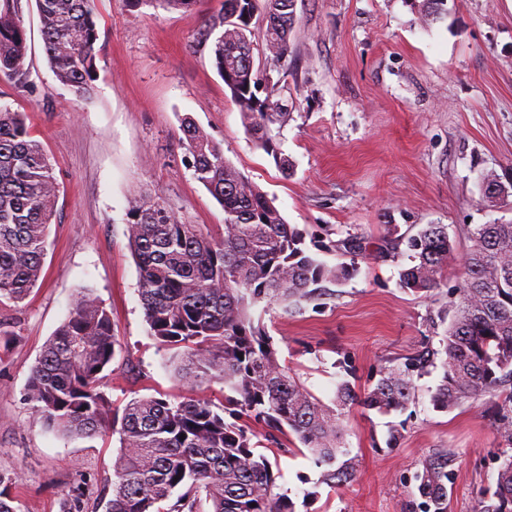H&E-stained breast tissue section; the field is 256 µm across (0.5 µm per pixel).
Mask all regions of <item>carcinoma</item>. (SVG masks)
<instances>
[{
	"mask_svg": "<svg viewBox=\"0 0 512 512\" xmlns=\"http://www.w3.org/2000/svg\"><path fill=\"white\" fill-rule=\"evenodd\" d=\"M446 2L422 0L424 21L441 19ZM36 4L56 78L77 100L89 99L97 76L95 0ZM257 13L266 19L259 59L250 29ZM295 20L296 0H223V31L213 43L215 67L247 130L284 174L293 163L273 126L283 128L290 112L272 73L290 53ZM26 53L21 0H0L1 80H21ZM181 127L195 179L224 208L223 235L183 222L145 190L133 196L126 235L149 336L175 350L182 382L200 387L218 379L234 395L221 407L204 397L134 398L116 418L100 383L120 344L110 314L83 288L33 366L26 400L67 436L119 434L106 512H199L201 495L209 512H296L289 497L273 493L272 464L256 452L251 424L274 444L285 432L294 434L323 469L325 483L344 485L354 464H336L337 455H347L342 410L358 402L380 413L402 411L415 395L413 375L386 369L360 396L342 382L330 407L281 365L255 308L298 309L315 299L319 284L345 280L355 267H329L307 253L305 233L224 158L221 145L190 117ZM57 198L53 164L32 139L26 114L0 106V298L18 301L36 286ZM471 239L432 404L446 412L467 399L504 398L511 408L499 415L497 432L512 445V223L479 224ZM407 247L410 265L400 270L399 286L421 293L443 285L455 250L447 227L428 224ZM447 480L448 457L426 461L418 475L426 512H448ZM478 512H512V456Z\"/></svg>",
	"mask_w": 512,
	"mask_h": 512,
	"instance_id": "obj_1",
	"label": "carcinoma"
}]
</instances>
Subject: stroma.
<instances>
[{
  "mask_svg": "<svg viewBox=\"0 0 512 512\" xmlns=\"http://www.w3.org/2000/svg\"><path fill=\"white\" fill-rule=\"evenodd\" d=\"M425 24L410 0H297L281 93L293 101L282 148L283 175L258 148L219 76L213 41L222 0L190 10L135 8L98 0V73L79 102L50 69L35 0H24L30 49L26 85L0 81V105L26 113L59 183L41 277L19 301L0 300V476L19 512H106L117 436L72 439L49 429L26 400L32 367L66 319L79 289L109 311L121 351L103 373L116 411L135 397L192 396L175 376L170 350L147 332L139 274L126 237L133 193L161 197L177 216L220 236L224 210L193 176L180 137L192 117L225 158L258 185L305 248L328 266L357 273L322 283L301 309L274 306L261 323L282 365L325 404L341 382L356 392L381 370L412 364L416 398L382 414L353 404L345 444L355 477L344 487L321 470L295 435L262 443L275 491L297 512H423L415 476L448 457L449 512H477L505 456L497 399L435 410L441 340L457 301L470 229L512 223V0H447ZM502 194L487 201L484 174ZM444 224L456 244L447 284L428 293L398 285L406 240ZM363 250L346 254L339 241Z\"/></svg>",
  "mask_w": 512,
  "mask_h": 512,
  "instance_id": "35a3bbf8",
  "label": "stroma"
}]
</instances>
